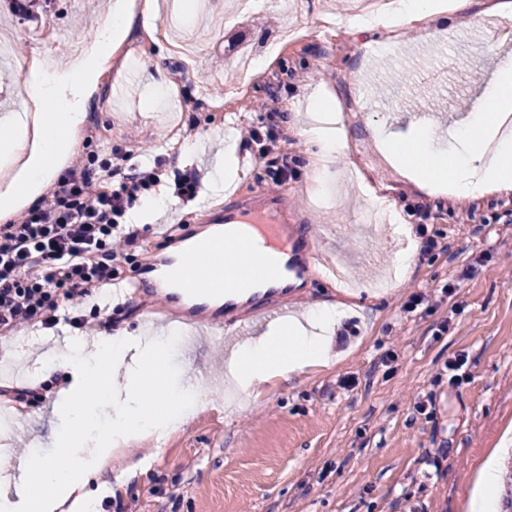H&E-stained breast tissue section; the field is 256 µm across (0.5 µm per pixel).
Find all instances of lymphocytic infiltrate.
Wrapping results in <instances>:
<instances>
[{
    "label": "lymphocytic infiltrate",
    "mask_w": 512,
    "mask_h": 512,
    "mask_svg": "<svg viewBox=\"0 0 512 512\" xmlns=\"http://www.w3.org/2000/svg\"><path fill=\"white\" fill-rule=\"evenodd\" d=\"M261 109L266 128L243 127L241 142L258 147L266 186L278 190L295 167L277 145L282 113L266 102ZM131 157L115 151L94 166L85 153L75 154L49 192L0 225V341L62 321L87 334L104 327L107 310L93 299L137 243L130 209L163 182L162 160L135 166Z\"/></svg>",
    "instance_id": "1"
}]
</instances>
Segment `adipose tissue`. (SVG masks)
I'll list each match as a JSON object with an SVG mask.
<instances>
[{"mask_svg": "<svg viewBox=\"0 0 512 512\" xmlns=\"http://www.w3.org/2000/svg\"><path fill=\"white\" fill-rule=\"evenodd\" d=\"M157 20L151 0H144L137 12L125 0H115L94 30L91 47L69 68L57 69L48 58L32 59L27 89L38 110L15 120L8 136L0 138V177L5 180L0 186L1 216L31 203L56 181L86 123L100 63L132 30L154 34ZM340 109L335 97L316 100L310 122L300 131L325 183L331 165L348 149L346 129L334 125ZM511 117L512 57L506 55L498 60L465 118L451 130L456 150L437 151L432 127L421 125L403 134H388L382 154L399 175L423 189L445 184L459 197L508 192L512 135L502 127ZM346 311L341 302L318 304L308 312L306 323H283L241 345L233 366L240 386L286 379L323 361L329 340L314 329L334 323ZM67 344L73 352L68 362L73 382L55 400L53 410L66 420L57 446L73 458L74 465L62 470L49 461L28 464L14 497L0 498V512H98L102 499L116 497L122 489L121 484L101 478L111 464L113 439L148 434L161 444L182 425L173 398L161 396L148 403L142 395L145 386L164 373L163 336L118 331L91 342L72 335ZM118 375L125 381L119 393L111 385ZM501 454V449H493L478 468L464 504L466 512H497Z\"/></svg>", "mask_w": 512, "mask_h": 512, "instance_id": "adipose-tissue-1", "label": "adipose tissue"}]
</instances>
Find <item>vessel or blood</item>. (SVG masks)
Instances as JSON below:
<instances>
[{"mask_svg": "<svg viewBox=\"0 0 512 512\" xmlns=\"http://www.w3.org/2000/svg\"><path fill=\"white\" fill-rule=\"evenodd\" d=\"M300 219L288 208L287 192L272 195L263 188H256L252 195L227 193L220 206H204L201 211L200 229L211 230L212 242L235 245L255 258L265 254L277 257L276 279L261 293L253 294L249 303L251 315L242 328H251L277 321L287 314L284 303L286 288L279 286V278L302 276L310 266L321 260L311 239L299 227ZM180 249L176 255L161 253L150 262L141 264L133 281L142 292L161 287V273L174 260L190 262L198 248L191 236L179 235ZM242 272L238 267L226 266L203 275L190 272L177 287L164 289L167 299V320H175L189 333L211 337L224 315L235 314L240 303ZM162 288V287H161Z\"/></svg>", "mask_w": 512, "mask_h": 512, "instance_id": "obj_1", "label": "vessel or blood"}]
</instances>
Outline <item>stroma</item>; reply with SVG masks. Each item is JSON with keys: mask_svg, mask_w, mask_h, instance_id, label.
<instances>
[{"mask_svg": "<svg viewBox=\"0 0 512 512\" xmlns=\"http://www.w3.org/2000/svg\"><path fill=\"white\" fill-rule=\"evenodd\" d=\"M111 10L94 0H54V31L43 44L31 41L32 20L6 16L28 51L80 55L98 21ZM234 0H205L187 8L178 35L158 31L144 49L98 81L80 133L97 153L124 148L127 130L146 145L135 164L165 161L166 182L181 168V142L195 144L192 160L201 172L196 203L170 202L154 221L139 225L141 239L158 241L167 224L196 225L201 202L223 198L213 187L215 163L236 145L225 187L248 194L262 185L265 168L240 147V130L261 124L250 101L275 95L286 118L280 143L296 161L287 184L288 203L322 255L355 262L346 287L324 280L312 267L292 289L290 316L337 300L349 310L331 332L327 361L306 367L290 381L270 380L255 389L233 384L209 390L202 407L163 446L133 441L112 459L113 475L145 460L147 475L127 481L111 512H464V498L480 462L512 428V191L476 199L418 189L381 160L377 130L407 129L409 113L431 111L440 126L435 139L448 147L451 115L463 113L482 90L498 56L512 53V14H448L442 25L404 21L398 27L360 28L357 0H303L300 15L275 7L221 26ZM262 60L246 95L224 94V74L241 51ZM329 91L343 104L358 102L364 125L348 124L345 160L332 168L326 200L309 203L316 185L307 145L297 128L309 117V102ZM224 106L220 123L201 112L199 98ZM180 127V140L169 136ZM375 185L399 207L424 209L402 223L427 225L443 237L448 252L416 254L411 269L395 274L393 256L401 243L391 224L368 229L373 208L363 194ZM466 279H458L463 266ZM455 284L450 298L432 309L403 312L408 287L430 290ZM449 323L438 334L441 323ZM44 331L21 333L0 344V380L28 373L38 345H51ZM180 337L170 341L162 394L186 400L198 393L197 376H225L226 363L241 345ZM467 354L463 381L453 384L448 359ZM351 376L352 390L337 389ZM59 369L51 388L35 399L41 417L19 429L29 437L20 456L66 467L53 435L62 426L52 403L69 387ZM427 410L418 413L417 400Z\"/></svg>", "mask_w": 512, "mask_h": 512, "instance_id": "obj_1", "label": "stroma"}]
</instances>
